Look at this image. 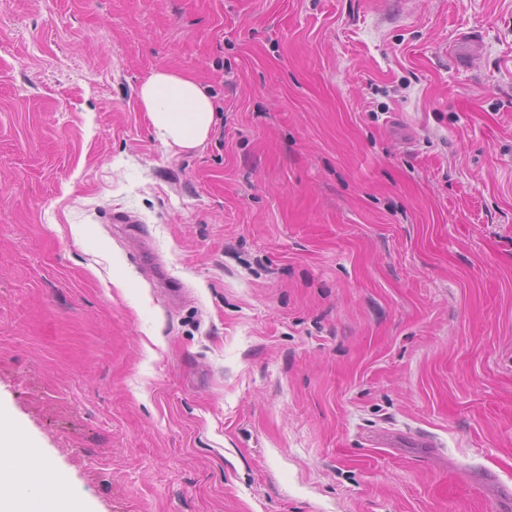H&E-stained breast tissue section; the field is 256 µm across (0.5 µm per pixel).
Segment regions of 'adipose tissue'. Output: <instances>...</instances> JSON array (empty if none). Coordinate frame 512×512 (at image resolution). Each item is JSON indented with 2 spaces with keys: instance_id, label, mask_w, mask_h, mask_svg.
<instances>
[{
  "instance_id": "obj_1",
  "label": "adipose tissue",
  "mask_w": 512,
  "mask_h": 512,
  "mask_svg": "<svg viewBox=\"0 0 512 512\" xmlns=\"http://www.w3.org/2000/svg\"><path fill=\"white\" fill-rule=\"evenodd\" d=\"M138 99L155 138L170 150H193L208 139L215 106L207 89L190 73L161 68L141 83ZM25 442L22 429L0 409V488L22 485L24 478H41L38 465L20 474L14 459Z\"/></svg>"
}]
</instances>
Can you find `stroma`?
Returning a JSON list of instances; mask_svg holds the SVG:
<instances>
[{"mask_svg":"<svg viewBox=\"0 0 512 512\" xmlns=\"http://www.w3.org/2000/svg\"><path fill=\"white\" fill-rule=\"evenodd\" d=\"M0 405L89 512H505L512 0H0ZM138 99L155 138L168 150L197 149L209 138L214 102L192 74L157 69L139 86Z\"/></svg>","mask_w":512,"mask_h":512,"instance_id":"obj_1","label":"stroma"}]
</instances>
